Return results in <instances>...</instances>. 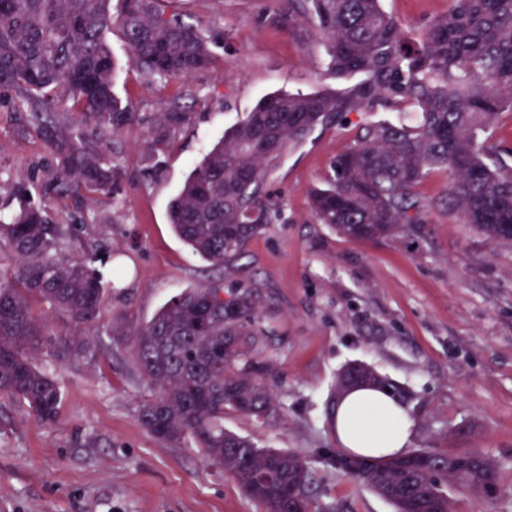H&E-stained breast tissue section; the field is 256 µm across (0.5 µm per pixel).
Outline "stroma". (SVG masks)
<instances>
[{
	"label": "stroma",
	"instance_id": "1",
	"mask_svg": "<svg viewBox=\"0 0 512 512\" xmlns=\"http://www.w3.org/2000/svg\"><path fill=\"white\" fill-rule=\"evenodd\" d=\"M410 29L442 15L449 0H383ZM200 24L213 65L185 82H150L122 60L116 90L141 120L111 143L122 175L118 195L49 203L53 221L74 227L67 253L121 259L123 281L107 288L88 330L90 354H65L79 335L66 316L45 312L53 344L39 367L57 377V421L39 422L0 395V512H262L238 484L200 454L193 438L159 440L137 413L152 389L130 340L112 334L122 314L150 320L183 289L223 278L174 235L168 206L193 164L275 91L341 90L326 72V38L297 0H172ZM179 104L190 113L161 152L146 116ZM351 134L315 130L268 179L272 219L250 241L232 278L256 287L274 366L279 413L268 421L224 414V426L262 448L301 453L320 512H395L334 463L336 380L364 363L396 387L414 421L412 450L478 451L499 471L494 496H459L460 512H512V246L432 213L421 237L360 243L316 223L308 192L331 172ZM28 112L0 106V210L18 204L28 170L55 167Z\"/></svg>",
	"mask_w": 512,
	"mask_h": 512
}]
</instances>
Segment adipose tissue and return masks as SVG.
I'll list each match as a JSON object with an SVG mask.
<instances>
[{"label":"adipose tissue","mask_w":512,"mask_h":512,"mask_svg":"<svg viewBox=\"0 0 512 512\" xmlns=\"http://www.w3.org/2000/svg\"><path fill=\"white\" fill-rule=\"evenodd\" d=\"M413 432L412 418L387 391L362 386L338 399L336 443L347 454L372 458L404 455Z\"/></svg>","instance_id":"1"}]
</instances>
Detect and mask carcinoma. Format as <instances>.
Masks as SVG:
<instances>
[{
	"mask_svg": "<svg viewBox=\"0 0 512 512\" xmlns=\"http://www.w3.org/2000/svg\"><path fill=\"white\" fill-rule=\"evenodd\" d=\"M117 7H112V2ZM166 0H0V90L16 94L39 121L55 168L19 189L23 203L0 214V249L14 258L0 272V393L42 423L58 417L56 378L37 365L52 345L33 309L41 301L86 326L97 318L107 284L93 257H72L61 241L72 228L51 223L36 195L111 194L121 178L105 141L137 121L115 92L120 62L107 36L116 28L128 62L143 77L186 79L210 67L204 30ZM327 38V71L349 82L341 92H277L263 98L194 164L169 208L174 234L204 261L230 271L266 228L269 174L316 129L353 127L336 155L334 176L311 192L320 224L354 241L417 237L431 213L467 224L498 244H512V161L490 142L500 113L512 112V0H451L450 10L406 28L381 0H303ZM377 112L352 124L353 113ZM190 120L177 108L151 118L152 146ZM448 175L436 199L417 187ZM257 288L224 289L216 280L186 288L147 322L113 327L130 336L136 364L155 394L138 408L159 439L192 436L265 512H288V495L317 512L306 459L260 448L224 428V410L256 419L278 410L269 387L273 367L262 355L267 336ZM369 385L387 383L356 364ZM355 480L396 512H457L456 493L491 494L496 465L480 453L415 451L384 460L361 458Z\"/></svg>",
	"mask_w": 512,
	"mask_h": 512,
	"instance_id": "obj_1",
	"label": "carcinoma"
}]
</instances>
